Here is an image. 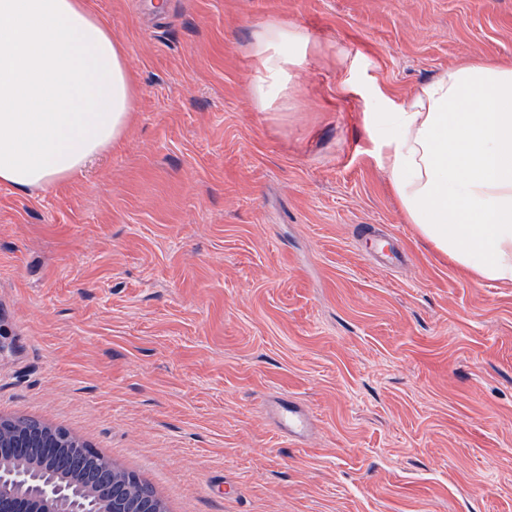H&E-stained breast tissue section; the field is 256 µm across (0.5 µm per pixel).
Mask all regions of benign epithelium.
Masks as SVG:
<instances>
[{
  "instance_id": "1",
  "label": "benign epithelium",
  "mask_w": 512,
  "mask_h": 512,
  "mask_svg": "<svg viewBox=\"0 0 512 512\" xmlns=\"http://www.w3.org/2000/svg\"><path fill=\"white\" fill-rule=\"evenodd\" d=\"M73 437L48 426L0 417V512H160L158 500L102 458L73 454L66 477L22 489L21 474L38 473L69 451Z\"/></svg>"
}]
</instances>
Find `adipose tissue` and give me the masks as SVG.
I'll use <instances>...</instances> for the list:
<instances>
[{
	"instance_id": "adipose-tissue-1",
	"label": "adipose tissue",
	"mask_w": 512,
	"mask_h": 512,
	"mask_svg": "<svg viewBox=\"0 0 512 512\" xmlns=\"http://www.w3.org/2000/svg\"><path fill=\"white\" fill-rule=\"evenodd\" d=\"M310 43L264 26L256 87L281 86ZM365 115L372 154L407 223L472 281L512 285V68L449 67ZM134 83L125 47L85 0H0V185L68 180L126 132Z\"/></svg>"
}]
</instances>
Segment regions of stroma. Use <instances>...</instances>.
<instances>
[{"instance_id": "35a3bbf8", "label": "stroma", "mask_w": 512, "mask_h": 512, "mask_svg": "<svg viewBox=\"0 0 512 512\" xmlns=\"http://www.w3.org/2000/svg\"><path fill=\"white\" fill-rule=\"evenodd\" d=\"M154 3L89 0L134 75L122 141L0 186V415L68 431L167 512H512V286L417 237L364 127L374 88L511 68L512 0ZM271 22L310 45L263 112ZM265 412L289 436L302 438L310 429V420L299 406L286 399L268 402Z\"/></svg>"}]
</instances>
